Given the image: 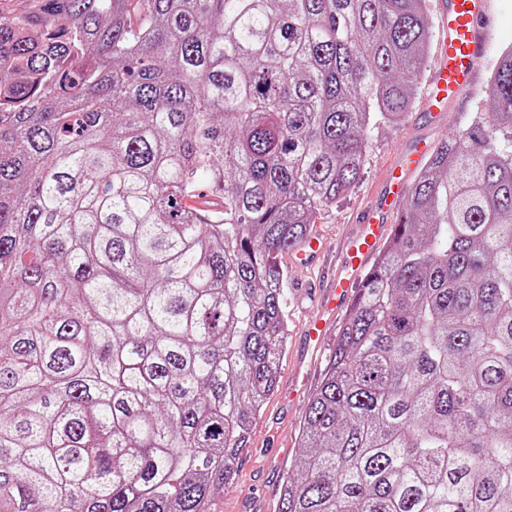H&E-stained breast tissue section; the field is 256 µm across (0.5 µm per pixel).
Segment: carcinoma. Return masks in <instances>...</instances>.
<instances>
[{
    "instance_id": "obj_1",
    "label": "carcinoma",
    "mask_w": 512,
    "mask_h": 512,
    "mask_svg": "<svg viewBox=\"0 0 512 512\" xmlns=\"http://www.w3.org/2000/svg\"><path fill=\"white\" fill-rule=\"evenodd\" d=\"M432 42L426 0L0 14V512H211L277 385L278 257ZM278 512H512V50L362 279Z\"/></svg>"
}]
</instances>
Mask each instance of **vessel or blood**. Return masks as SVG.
<instances>
[{
    "instance_id": "b4317fda",
    "label": "vessel or blood",
    "mask_w": 512,
    "mask_h": 512,
    "mask_svg": "<svg viewBox=\"0 0 512 512\" xmlns=\"http://www.w3.org/2000/svg\"><path fill=\"white\" fill-rule=\"evenodd\" d=\"M442 14L438 53L424 104L428 112L443 111L449 101L477 87L486 53V35L493 25L489 0H443ZM428 151L425 142L414 143L387 170L376 197L362 210L357 232L343 245L334 285L328 292L324 307L308 326L310 342L322 345L332 317L349 307L353 282L360 278L382 242L390 235L391 216L403 207L407 197V176Z\"/></svg>"
}]
</instances>
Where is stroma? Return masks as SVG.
<instances>
[{
  "label": "stroma",
  "mask_w": 512,
  "mask_h": 512,
  "mask_svg": "<svg viewBox=\"0 0 512 512\" xmlns=\"http://www.w3.org/2000/svg\"><path fill=\"white\" fill-rule=\"evenodd\" d=\"M494 23L487 35L486 63L480 75L488 84L506 46L512 45V0H490ZM482 95L461 94L439 118L414 105L399 125L379 124L371 131L372 145L362 176L347 197L317 215L313 236L327 247L323 266L305 267L283 253L279 261L288 271V343L283 352L277 388L253 421L248 443L240 454L232 479L213 501V512H278L282 482L299 453L300 430L310 396L320 386L331 355L305 349V326L316 313L318 297L330 287L336 261L346 237L357 229L362 209L379 189L383 170L402 149L417 139L438 142L465 126L480 111Z\"/></svg>",
  "instance_id": "1"
}]
</instances>
